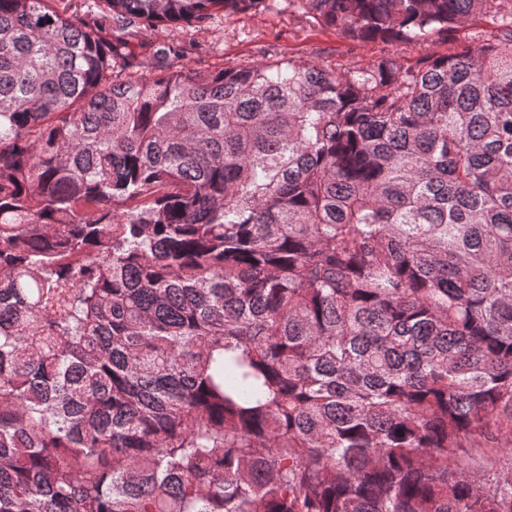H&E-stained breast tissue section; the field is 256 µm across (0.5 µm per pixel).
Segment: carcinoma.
I'll list each match as a JSON object with an SVG mask.
<instances>
[{
	"mask_svg": "<svg viewBox=\"0 0 512 512\" xmlns=\"http://www.w3.org/2000/svg\"><path fill=\"white\" fill-rule=\"evenodd\" d=\"M58 2L0 0V512H512V0H308L339 72ZM489 19H477L476 21L466 24L464 27H461L459 31L455 35V39L452 41L445 40H439L436 45L434 46V50L437 52H446L450 49L456 48V46H459L463 44L466 41V38L470 31H472L474 28H483L485 31H488L487 33H491L495 30V26L488 23ZM491 29V30H490ZM490 30V31H489ZM482 455L485 451V458L488 460V468L491 473L499 474L500 476L512 475V458L510 457L508 448H474Z\"/></svg>",
	"mask_w": 512,
	"mask_h": 512,
	"instance_id": "1",
	"label": "carcinoma"
}]
</instances>
